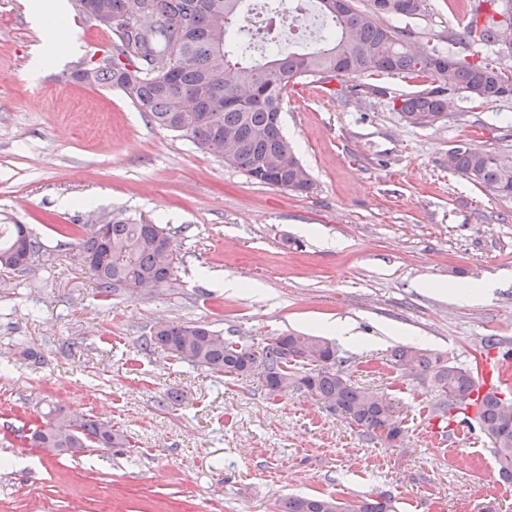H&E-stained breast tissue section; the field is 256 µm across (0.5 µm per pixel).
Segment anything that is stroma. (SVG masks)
Wrapping results in <instances>:
<instances>
[{"mask_svg":"<svg viewBox=\"0 0 512 512\" xmlns=\"http://www.w3.org/2000/svg\"><path fill=\"white\" fill-rule=\"evenodd\" d=\"M28 2L0 0V224L28 225L50 257L22 276L0 269V512H273L291 494L381 491L398 512H478L487 501L512 512L485 438L426 442L435 393L390 363L398 344L470 369L512 346V200L448 169L457 140L493 149L512 135V99L456 100L446 120L418 127L393 104L422 80L374 75L385 95L362 98L347 95V78L289 86L283 133L313 181L301 195L150 123L120 91L74 81L111 41L79 9V53L31 76L44 33ZM427 3L395 24L448 47L470 0ZM102 216L168 226L176 291L98 294L62 231ZM481 281L491 290L477 303L428 288ZM339 319L357 338L338 346L350 380L400 403L404 447L366 440L296 389L272 401L259 378L229 381L139 348L161 320L262 343ZM29 346L40 361L22 358ZM171 393L179 403L167 404ZM56 408L111 422L131 447H31L25 434Z\"/></svg>","mask_w":512,"mask_h":512,"instance_id":"35a3bbf8","label":"stroma"}]
</instances>
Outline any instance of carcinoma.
<instances>
[{"label": "carcinoma", "mask_w": 512, "mask_h": 512, "mask_svg": "<svg viewBox=\"0 0 512 512\" xmlns=\"http://www.w3.org/2000/svg\"><path fill=\"white\" fill-rule=\"evenodd\" d=\"M93 20L112 14V42L105 62L87 76L71 75L87 85L118 89L156 125L178 133L214 156L227 151L224 163L254 180L306 193L310 175L288 144L280 112L288 85L298 79L326 82L332 77L397 75L425 78L428 86L401 99L402 118L427 113L441 121L448 104L459 96L482 102L512 97V72L494 67L480 56L486 48L512 57V0H473L470 20L455 41L466 55L443 52L434 45L412 47V33L382 22L388 17H414L426 0H367L359 10L353 0L334 7L317 0L326 19L318 47L284 50L273 44L260 62L249 63L252 43L236 28L246 0H77ZM448 169L468 182L504 199H512V148L473 150L460 142L451 147ZM78 254L90 258L98 293L108 298L131 296L138 288H172L178 253L167 227L112 218L105 224H79L66 233ZM45 256L44 245L26 224H0V268L32 269ZM144 349H159L193 367L215 370L229 378L263 367L266 397L294 386L315 401H325L365 438L402 447L405 428L399 407L376 390L346 377V359L331 340L307 333H288L269 342L249 344L209 326L163 322L143 337ZM392 366L404 377L430 381L438 400L433 413L447 417L475 407L479 431L491 445L501 481L512 483V401L491 388L480 395L472 371L427 349L401 345ZM29 440L40 448L68 453L95 444L128 447L126 436L104 421L73 423L60 410L48 412L45 425ZM277 512H396L394 497L335 498L290 496L277 502Z\"/></svg>", "instance_id": "carcinoma-1"}]
</instances>
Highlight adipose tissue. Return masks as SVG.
<instances>
[{"instance_id": "ef3b65f1", "label": "adipose tissue", "mask_w": 512, "mask_h": 512, "mask_svg": "<svg viewBox=\"0 0 512 512\" xmlns=\"http://www.w3.org/2000/svg\"><path fill=\"white\" fill-rule=\"evenodd\" d=\"M29 20L45 29L47 37L40 54L32 61V74H39L50 63H57L74 52L70 34L67 0H30Z\"/></svg>"}]
</instances>
